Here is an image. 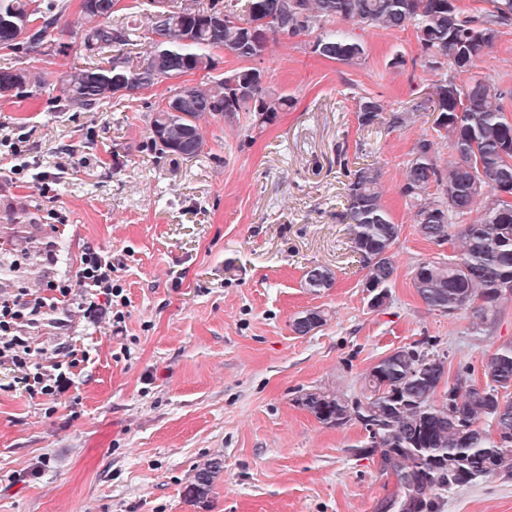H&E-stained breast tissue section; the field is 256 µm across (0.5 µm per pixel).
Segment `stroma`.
<instances>
[{
	"label": "stroma",
	"mask_w": 512,
	"mask_h": 512,
	"mask_svg": "<svg viewBox=\"0 0 512 512\" xmlns=\"http://www.w3.org/2000/svg\"><path fill=\"white\" fill-rule=\"evenodd\" d=\"M67 2L49 61L0 49V67L21 64L45 81L25 97L0 95V139L46 173L23 178L0 158V227L25 225L37 246L34 267L0 279V294H47L92 247L111 258L122 298L94 318L70 305L27 328L44 363L84 357L56 401L31 397L0 369V512H399L393 473L358 452L365 429L320 423L298 397L359 392L379 358L429 336L449 376L468 366L481 385L486 358L512 342V298L483 326L472 308L429 310L413 286L420 260L452 251L419 235L400 193L403 164L435 113L363 129L347 97L366 91L394 109L427 95L414 31L344 23L366 44L357 66L317 57L303 36L272 44L265 87L294 105L267 124L252 112L205 116L204 151L186 160L150 150L149 110L208 73L69 107L60 78L86 61L87 22L79 0ZM399 55L404 65H393ZM475 72L512 89V25ZM340 146L352 161L378 163L401 227L378 308L343 220ZM315 266L332 271V288L305 287ZM311 309L325 324L295 333L293 319ZM210 458L222 460L221 476L207 497H189ZM425 499L427 512H512V477Z\"/></svg>",
	"instance_id": "obj_1"
}]
</instances>
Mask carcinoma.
Wrapping results in <instances>:
<instances>
[{
  "mask_svg": "<svg viewBox=\"0 0 512 512\" xmlns=\"http://www.w3.org/2000/svg\"><path fill=\"white\" fill-rule=\"evenodd\" d=\"M489 2L488 11L468 15L456 0H185L180 5L147 0L151 41L137 61L127 52L138 40L135 28L110 23L112 14L99 8L85 9L83 14L102 24L84 33L89 62L68 74L67 102L91 110L121 89L129 97L187 73L214 71L216 51L222 48L249 66L182 88L154 109L149 120L152 150L179 156L183 147L193 146L197 157L204 150L197 125L202 115L230 118L256 112L267 123L291 104L287 96L268 94L265 71L250 65L264 59L270 41L313 34L310 52L355 66L365 60V42L335 28L336 23L412 29L421 66L435 76L431 92L407 111L389 114L379 97L356 93V120L361 128L395 129L405 123L408 111L437 113L433 133L423 134L412 148L400 191L415 208L419 234L457 248L417 263L413 282L429 309L449 316L483 298L478 311L487 321L498 301L512 294V208L501 210L495 204L501 186L512 187V119L504 108L512 92L473 75L482 53L512 24V0ZM64 11L57 0L43 8L33 0H0V48L17 55L40 49L50 54L51 35ZM212 12L224 13V26L207 22ZM438 136L450 139L454 153L445 171L437 163ZM381 176L375 163L344 164V217L353 251L367 269L363 287L377 298L385 297L394 277L393 248L401 231L382 199ZM476 207L479 218L465 223ZM333 280L329 268L318 266L307 272L305 285L320 292L332 287ZM325 322L323 311L307 310L292 327L306 335ZM446 375V357L425 338L380 358L363 377L360 394L345 397L316 389L302 394L298 404L326 425L359 423L370 438L364 451L380 452L397 478L404 494L402 512H419L424 495L433 489L512 475V400L500 397L512 388V344L485 360V386L471 383L470 369L461 368L439 402L437 390ZM221 469L217 458L204 462L187 494H208Z\"/></svg>",
  "mask_w": 512,
  "mask_h": 512,
  "instance_id": "obj_1",
  "label": "carcinoma"
}]
</instances>
